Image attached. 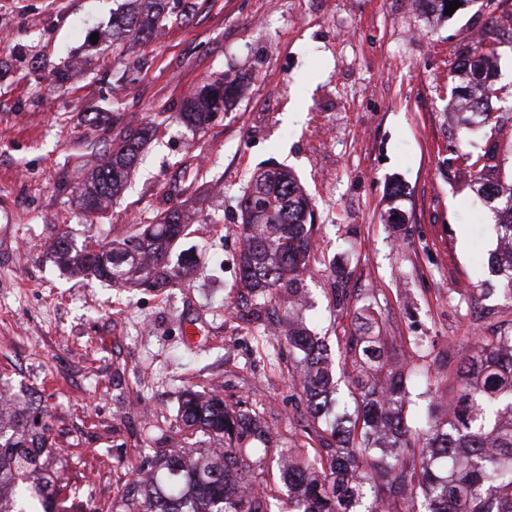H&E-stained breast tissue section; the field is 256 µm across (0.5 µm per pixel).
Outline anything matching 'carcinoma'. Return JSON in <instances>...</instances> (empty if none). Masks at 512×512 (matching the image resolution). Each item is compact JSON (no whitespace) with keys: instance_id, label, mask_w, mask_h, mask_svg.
<instances>
[{"instance_id":"1","label":"carcinoma","mask_w":512,"mask_h":512,"mask_svg":"<svg viewBox=\"0 0 512 512\" xmlns=\"http://www.w3.org/2000/svg\"><path fill=\"white\" fill-rule=\"evenodd\" d=\"M168 4L124 0L112 11V41L139 40L165 27ZM496 56L482 43L461 53L458 78L489 80ZM238 89L236 77L207 84L187 99L179 118L201 128ZM451 94L467 101L482 123L495 119L494 108L475 99L469 86L456 85ZM148 136L146 129L130 132L98 160L81 191L84 209H99L130 183ZM477 165L474 185L498 217V240L512 242V183L487 178L483 157L471 163ZM240 208L241 286L262 305L272 297L283 301L291 315L311 270L316 224L308 197L284 168L255 175ZM187 218L185 211L171 210L103 251H78L65 233L51 249L74 274L120 288H164L195 263L171 259ZM490 268L512 301V249L496 248ZM365 310L350 334L336 339L344 391L327 337L303 326L288 332L305 395V434L318 444L296 449L298 460L283 471L288 499L273 496L268 485L269 449L243 447L247 440L268 442L267 428L249 412H229L216 396L187 390L178 409L180 430L217 438L225 447L159 457L150 481L134 489L121 512H512V319L483 313L473 350L454 354L446 370L392 368L374 336L377 311L369 305ZM419 382L438 400L411 421L406 390ZM47 417L39 404L7 417L0 411V512H31L35 504L41 512H56L57 482L45 465L52 454Z\"/></svg>"}]
</instances>
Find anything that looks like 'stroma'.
Wrapping results in <instances>:
<instances>
[{
    "label": "stroma",
    "mask_w": 512,
    "mask_h": 512,
    "mask_svg": "<svg viewBox=\"0 0 512 512\" xmlns=\"http://www.w3.org/2000/svg\"><path fill=\"white\" fill-rule=\"evenodd\" d=\"M266 3L170 0L174 22L116 47V0H0V390L48 412L67 488L58 512H114L175 448L188 388L260 417L277 452L269 483L286 496L278 456L308 443L305 398L282 307L237 286L238 202L257 172L291 169L312 204L301 315L321 335H347L374 302L391 361L411 360L413 337L427 336L436 366L474 345L473 312H512L481 291L497 221L457 162L488 155V177L512 182V110L468 134L448 90L477 30L498 45L497 98H512V0H468L449 17L406 0ZM228 74L244 84L235 104L204 129L184 125L187 98ZM144 125L130 183L83 210L96 156ZM179 207L191 219L178 248L198 260L181 285L115 288L61 274L48 252L61 229L104 245ZM334 258L348 272L342 310Z\"/></svg>",
    "instance_id": "stroma-1"
}]
</instances>
